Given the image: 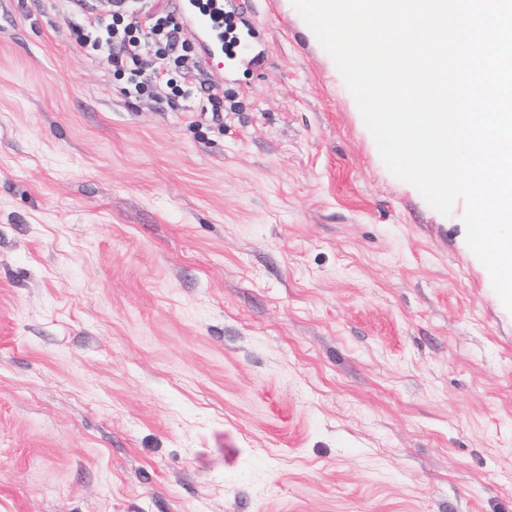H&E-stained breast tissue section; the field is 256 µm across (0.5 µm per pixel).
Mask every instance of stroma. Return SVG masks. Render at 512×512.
<instances>
[{
    "mask_svg": "<svg viewBox=\"0 0 512 512\" xmlns=\"http://www.w3.org/2000/svg\"><path fill=\"white\" fill-rule=\"evenodd\" d=\"M223 100L0 0V512H512V311L285 0Z\"/></svg>",
    "mask_w": 512,
    "mask_h": 512,
    "instance_id": "35a3bbf8",
    "label": "stroma"
}]
</instances>
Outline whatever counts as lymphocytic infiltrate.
<instances>
[{
    "instance_id": "obj_1",
    "label": "lymphocytic infiltrate",
    "mask_w": 512,
    "mask_h": 512,
    "mask_svg": "<svg viewBox=\"0 0 512 512\" xmlns=\"http://www.w3.org/2000/svg\"><path fill=\"white\" fill-rule=\"evenodd\" d=\"M73 4L85 26L104 28L106 66L133 78L135 92L152 85L170 86L179 79L198 88L211 112H220L222 101L197 57L189 53L186 33L171 12L156 10L153 0H109L112 22L104 26L94 14L92 0H73ZM144 26L153 32V40L142 39Z\"/></svg>"
}]
</instances>
